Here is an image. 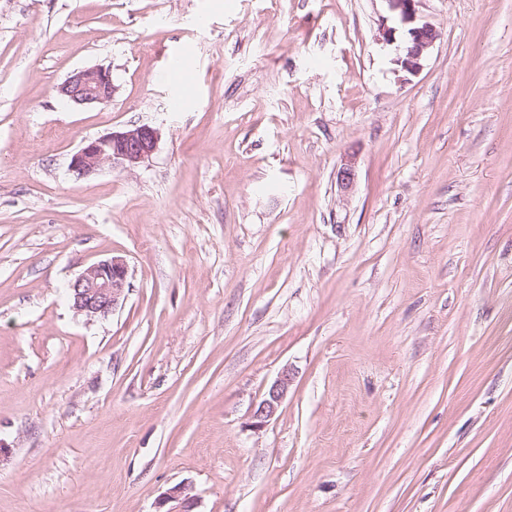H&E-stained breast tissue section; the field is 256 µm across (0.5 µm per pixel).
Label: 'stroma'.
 <instances>
[{"label": "stroma", "instance_id": "1", "mask_svg": "<svg viewBox=\"0 0 512 512\" xmlns=\"http://www.w3.org/2000/svg\"><path fill=\"white\" fill-rule=\"evenodd\" d=\"M418 16L402 78L386 0H0V512H512V0ZM96 66L110 104L58 96ZM144 124L142 165L69 170ZM386 1L391 10L397 12L400 24L407 27V38L402 44H396V28L387 26L379 32L378 41L387 46L396 44L394 62L402 71L416 74L422 68L421 61L424 56L439 38V33L432 24L418 22L417 5L420 0ZM357 180V159L356 154H347L336 170V184L341 193L346 196L354 188ZM128 278V264L121 257L91 264L68 285L72 308L89 322L105 318L124 301ZM294 382L292 370L285 367L281 370L275 381L263 393L257 402L252 414V427L259 430L274 418L282 403L288 396ZM191 493V488L184 483L168 487L158 496L154 512H197L194 511L197 499Z\"/></svg>", "mask_w": 512, "mask_h": 512}]
</instances>
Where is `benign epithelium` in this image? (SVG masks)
Listing matches in <instances>:
<instances>
[{"instance_id": "7a95c632", "label": "benign epithelium", "mask_w": 512, "mask_h": 512, "mask_svg": "<svg viewBox=\"0 0 512 512\" xmlns=\"http://www.w3.org/2000/svg\"><path fill=\"white\" fill-rule=\"evenodd\" d=\"M387 2L391 10L397 12L400 24L407 27V38L405 42L397 43L396 28L387 26L379 32L378 41L394 47V62L402 71L415 74L422 68V60L439 38V33L432 24L418 22L417 5L420 0ZM57 91L75 105H106L112 101L115 86L108 70L87 68L72 72ZM158 141L159 132L149 125L111 132L87 141L72 155L69 168L79 177L92 175L105 166L130 169L148 160ZM356 180L357 159L352 153L342 159L336 170V184L346 196L354 188ZM128 278V264L121 257L113 256L91 264L68 285L72 308L89 322L108 316L124 301ZM293 382L292 370L283 367L254 406L253 428L259 430L274 418ZM196 505L197 499L191 494V488L178 483L158 496L155 512H194Z\"/></svg>"}]
</instances>
